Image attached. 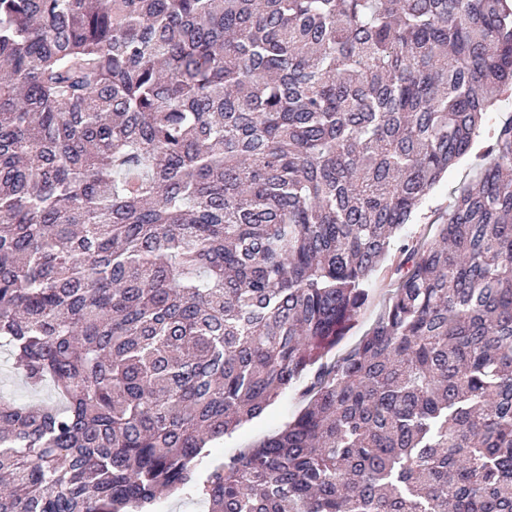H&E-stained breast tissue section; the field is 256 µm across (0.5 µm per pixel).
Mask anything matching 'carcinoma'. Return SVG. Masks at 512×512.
I'll list each match as a JSON object with an SVG mask.
<instances>
[{
	"label": "carcinoma",
	"mask_w": 512,
	"mask_h": 512,
	"mask_svg": "<svg viewBox=\"0 0 512 512\" xmlns=\"http://www.w3.org/2000/svg\"><path fill=\"white\" fill-rule=\"evenodd\" d=\"M511 93L512 0H0V512H512ZM475 163L476 160L473 156L463 159L459 163L449 167L448 172L432 191L429 200L418 212L414 223L426 224L432 220L437 213L447 211L448 203L451 201L452 191L472 177L473 165ZM0 394L14 398L19 402L31 404L41 400H49L54 396L50 386H45L38 392L27 388L13 372L11 357L7 347L0 348ZM302 385L284 393L274 404L251 423L240 428L232 436H225L211 441L207 448L210 450L205 464L217 463L224 460V454L240 448L256 444L268 434L283 428L288 421L305 405L302 395ZM204 464V465H205ZM156 510L162 512H207L206 501L195 494H182L177 497H168L156 505Z\"/></svg>",
	"instance_id": "obj_1"
}]
</instances>
